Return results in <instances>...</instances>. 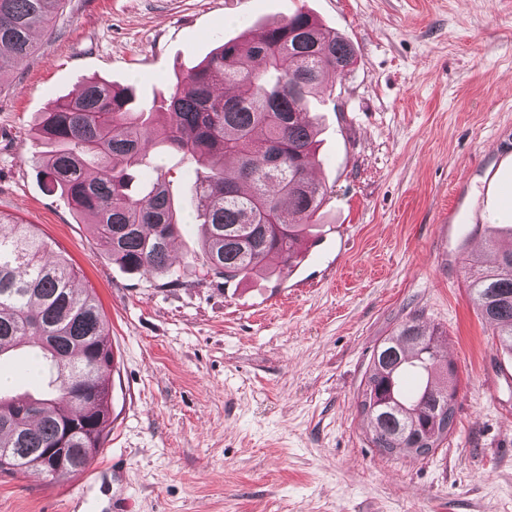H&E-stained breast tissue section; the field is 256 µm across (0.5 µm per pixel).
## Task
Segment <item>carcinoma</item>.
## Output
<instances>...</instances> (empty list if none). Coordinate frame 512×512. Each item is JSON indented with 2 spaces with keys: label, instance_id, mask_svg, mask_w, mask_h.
Segmentation results:
<instances>
[{
  "label": "carcinoma",
  "instance_id": "obj_1",
  "mask_svg": "<svg viewBox=\"0 0 512 512\" xmlns=\"http://www.w3.org/2000/svg\"><path fill=\"white\" fill-rule=\"evenodd\" d=\"M64 2L0 0V83ZM353 59L349 42L296 12L214 49L176 83L160 122L136 108L130 88L88 80L39 117L37 138L54 146L41 175L92 224L112 262L167 273L184 221L148 149L174 151L203 170L196 221L214 277L241 281L271 257L291 266L326 196L311 177L307 97ZM492 243L494 265L471 277L467 294L512 353V227ZM48 252L34 225L0 214V360L33 351L48 378L40 397L0 387V472L46 476L43 457L57 448L71 479L106 439L115 357L94 289L76 287L69 258ZM436 340L411 317L373 349L357 409L387 455H428L454 430L458 378Z\"/></svg>",
  "mask_w": 512,
  "mask_h": 512
}]
</instances>
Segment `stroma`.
<instances>
[{"mask_svg": "<svg viewBox=\"0 0 512 512\" xmlns=\"http://www.w3.org/2000/svg\"><path fill=\"white\" fill-rule=\"evenodd\" d=\"M355 49L309 96L327 196L301 263L223 282L196 225L178 283L108 259L48 191L35 121L90 78L150 109L221 42L295 12ZM182 215L194 166L159 159ZM512 0H66L0 84V213L36 225L101 300L115 354L108 487L0 473V512H512V354L467 295L512 225ZM457 368L455 430L427 456L374 448L358 413L372 350L410 317Z\"/></svg>", "mask_w": 512, "mask_h": 512, "instance_id": "obj_1", "label": "stroma"}]
</instances>
